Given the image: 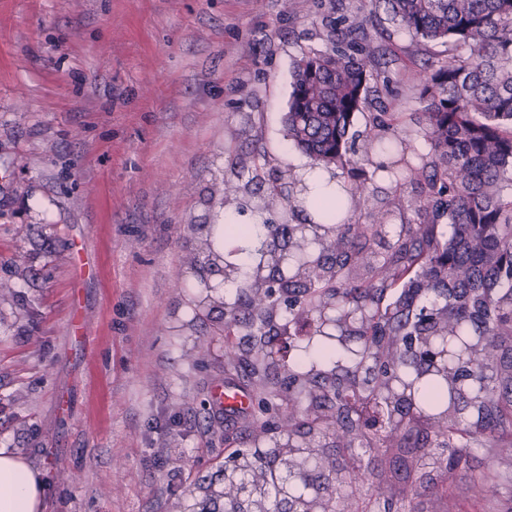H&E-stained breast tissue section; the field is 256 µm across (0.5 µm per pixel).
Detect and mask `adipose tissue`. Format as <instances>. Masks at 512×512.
Wrapping results in <instances>:
<instances>
[{"label":"adipose tissue","instance_id":"1","mask_svg":"<svg viewBox=\"0 0 512 512\" xmlns=\"http://www.w3.org/2000/svg\"><path fill=\"white\" fill-rule=\"evenodd\" d=\"M45 473L0 448V512H45Z\"/></svg>","mask_w":512,"mask_h":512}]
</instances>
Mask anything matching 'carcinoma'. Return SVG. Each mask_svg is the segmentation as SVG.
Segmentation results:
<instances>
[{
    "mask_svg": "<svg viewBox=\"0 0 512 512\" xmlns=\"http://www.w3.org/2000/svg\"><path fill=\"white\" fill-rule=\"evenodd\" d=\"M424 48L444 57L418 78L426 102L419 153L394 134L397 155L377 171L417 192L414 216L368 224L343 217L366 196L367 176L343 181L329 203L297 207L329 223L188 224L179 273L186 305L210 322L208 342L249 389V442L224 437L231 468L222 512L240 496L277 512H422L448 494V476L475 452L512 447V0H369ZM329 47L296 61L285 123L316 164L349 172L356 113L389 93L401 57L367 19L324 25ZM467 55L458 53L460 48ZM371 112L365 142L392 129ZM252 196L287 183H244ZM249 243V262L224 242ZM224 269L207 298L198 280ZM288 335V352L274 343ZM480 497L499 474L474 475ZM214 495L188 489L183 512Z\"/></svg>",
    "mask_w": 512,
    "mask_h": 512,
    "instance_id": "cac0c4a2",
    "label": "carcinoma"
}]
</instances>
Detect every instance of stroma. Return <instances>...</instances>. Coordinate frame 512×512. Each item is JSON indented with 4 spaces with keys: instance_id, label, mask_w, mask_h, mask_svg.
Returning a JSON list of instances; mask_svg holds the SVG:
<instances>
[{
    "instance_id": "obj_1",
    "label": "stroma",
    "mask_w": 512,
    "mask_h": 512,
    "mask_svg": "<svg viewBox=\"0 0 512 512\" xmlns=\"http://www.w3.org/2000/svg\"><path fill=\"white\" fill-rule=\"evenodd\" d=\"M361 5L0 0V446L46 473V512H175L171 487L218 471L216 435L243 436L179 286L186 227L252 222L222 177L254 156L268 179L309 165L284 124L293 65ZM387 32L421 149L408 76L426 54Z\"/></svg>"
}]
</instances>
